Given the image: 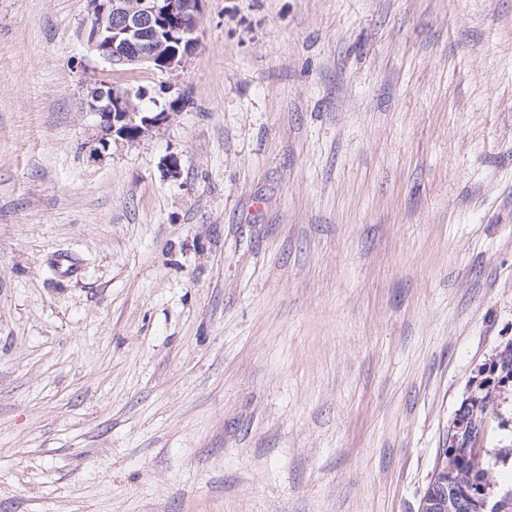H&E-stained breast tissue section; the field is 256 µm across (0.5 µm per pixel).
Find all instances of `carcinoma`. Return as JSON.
I'll use <instances>...</instances> for the list:
<instances>
[{"mask_svg":"<svg viewBox=\"0 0 512 512\" xmlns=\"http://www.w3.org/2000/svg\"><path fill=\"white\" fill-rule=\"evenodd\" d=\"M512 396V343L506 344L497 354L490 369V376L477 386V393L466 399L459 409L454 422L448 446V474L445 487L448 488V505L458 501L466 504L464 512H487L482 489L493 483V475L488 457L505 463L512 457V448L502 447L474 457L470 453V443L474 436L487 432L488 421L485 409L491 399L505 400Z\"/></svg>","mask_w":512,"mask_h":512,"instance_id":"1","label":"carcinoma"}]
</instances>
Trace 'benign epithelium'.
<instances>
[{"instance_id": "obj_1", "label": "benign epithelium", "mask_w": 512, "mask_h": 512, "mask_svg": "<svg viewBox=\"0 0 512 512\" xmlns=\"http://www.w3.org/2000/svg\"><path fill=\"white\" fill-rule=\"evenodd\" d=\"M204 0H89L90 18L83 36L90 52L113 68L134 70L149 65L172 71L185 65L198 44V23ZM139 91L111 86L110 93L90 87L86 111L95 119V147L100 155L115 139L128 143L151 136L169 119L170 112L140 111ZM444 459L419 505V512H447L448 502L436 495L443 483Z\"/></svg>"}]
</instances>
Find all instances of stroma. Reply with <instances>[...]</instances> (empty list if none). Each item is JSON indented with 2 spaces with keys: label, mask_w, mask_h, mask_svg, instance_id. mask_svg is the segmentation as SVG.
Listing matches in <instances>:
<instances>
[{
  "label": "stroma",
  "mask_w": 512,
  "mask_h": 512,
  "mask_svg": "<svg viewBox=\"0 0 512 512\" xmlns=\"http://www.w3.org/2000/svg\"><path fill=\"white\" fill-rule=\"evenodd\" d=\"M88 12L0 0V512H418L512 342V0H204L172 72ZM96 80L173 114L92 157Z\"/></svg>",
  "instance_id": "stroma-1"
}]
</instances>
